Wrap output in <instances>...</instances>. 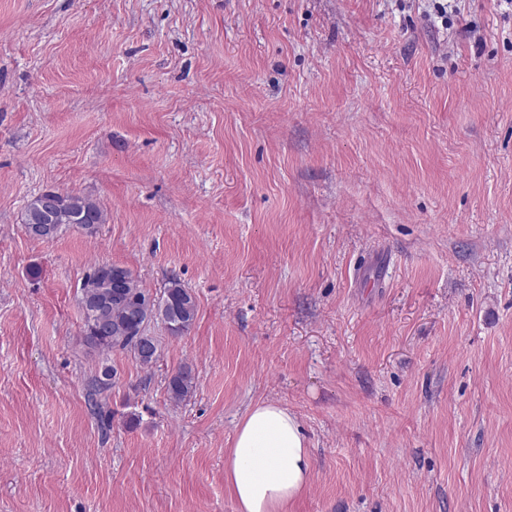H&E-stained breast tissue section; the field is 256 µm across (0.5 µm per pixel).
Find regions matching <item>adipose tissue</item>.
<instances>
[{"instance_id":"obj_1","label":"adipose tissue","mask_w":512,"mask_h":512,"mask_svg":"<svg viewBox=\"0 0 512 512\" xmlns=\"http://www.w3.org/2000/svg\"><path fill=\"white\" fill-rule=\"evenodd\" d=\"M311 459L295 415L274 402L254 406L238 426L224 480L238 512H288L309 484Z\"/></svg>"}]
</instances>
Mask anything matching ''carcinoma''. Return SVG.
Here are the masks:
<instances>
[{"mask_svg":"<svg viewBox=\"0 0 512 512\" xmlns=\"http://www.w3.org/2000/svg\"><path fill=\"white\" fill-rule=\"evenodd\" d=\"M58 205L53 217L47 219L42 211L41 197L37 196L26 205L23 224L26 232L34 239L50 241L57 237L62 228L78 225L93 233L97 226L106 222V214L93 199L73 194L58 193ZM121 270L117 265L106 263L94 266L83 283L82 294L94 300L93 306L82 309L83 335L85 342L105 353L125 351L145 368H150L156 358L142 356L139 350L146 345L157 344L148 329L129 318L130 308L139 304L145 290L136 281H130L125 295L117 299L105 274V268ZM155 321L172 327V334L181 336L192 326L197 314V299L194 293L177 278L172 277L164 285L163 292L155 297L152 305ZM195 377L187 365L173 372L167 383L170 398L185 399L194 388Z\"/></svg>","mask_w":512,"mask_h":512,"instance_id":"obj_1","label":"carcinoma"}]
</instances>
